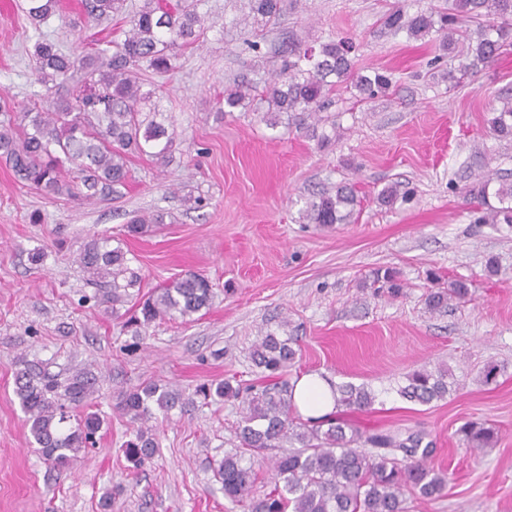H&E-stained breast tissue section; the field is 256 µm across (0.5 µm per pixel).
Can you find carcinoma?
I'll return each mask as SVG.
<instances>
[{
    "instance_id": "obj_1",
    "label": "carcinoma",
    "mask_w": 512,
    "mask_h": 512,
    "mask_svg": "<svg viewBox=\"0 0 512 512\" xmlns=\"http://www.w3.org/2000/svg\"><path fill=\"white\" fill-rule=\"evenodd\" d=\"M59 0H27L26 14L41 23L54 14ZM87 15L96 20L124 17L129 29L122 41L105 40L82 54H67L52 40L34 45V74L46 90L70 84L66 96L35 102L22 112L0 105V158L14 176L48 197L71 195L92 201L105 193H118L130 179L132 155L169 159L175 137L161 117L156 90L142 91L141 66L167 73L174 69L180 52L204 34V18L197 5L187 0H84ZM283 11L282 0H249L251 26L267 27ZM485 18L469 39L466 53L456 54V23L460 16ZM384 29L403 32L414 39L433 32L440 35L442 49L458 65L448 67V82L455 85L467 73L493 63L503 49L512 45V0H446L435 10L408 12L399 5L386 13ZM353 43L330 40L308 45L292 36L282 55L279 75L266 83L261 99L274 113L320 111L336 85L351 83L371 99L386 92L390 79L383 73L362 76L355 72ZM335 80H330V77ZM253 86L236 83L224 92V111L246 108ZM487 126L499 139H512V99L503 98L492 108ZM478 203L476 224H512V182L475 179L467 190ZM498 205L493 206L489 197ZM359 206L355 189L338 184L306 202L300 219L329 227L350 224ZM163 223V215H139L127 225L128 234L148 232L150 225ZM112 237L92 235L83 245L79 259L98 286L94 298L118 307L134 297L131 289L140 277L128 265L123 248L110 247ZM381 282L397 293L403 288L396 271H377ZM468 287L458 281L431 291L427 308L442 311L452 300H462ZM212 300L209 281L188 273L140 297L134 313L123 323L134 335L156 321L193 320ZM282 334L268 331L254 346L251 360L269 383L232 384L225 380L201 386L203 399L234 400L238 403L237 436L241 449L224 454L215 469L224 498L243 512H409L408 496L438 499L447 494L445 471L427 465L434 448L427 435L409 428L368 431L347 415L367 411L377 401L365 384H333L335 411L319 420L300 418L292 399L288 368L295 359L289 345L288 320L281 321ZM14 395L26 414L29 432L48 464L68 466L93 444L102 427L95 412L75 414L96 393L97 379L90 370L53 372L48 364L20 359L13 373ZM403 399L422 405L448 396V371L418 369L405 376L397 388ZM194 403L183 391L148 382L121 392L115 408L136 425L124 442V455L140 467L157 451V442L147 422L154 410L168 413ZM471 448H489L497 433L483 423L469 421L459 428ZM266 461L274 486L257 491L254 465Z\"/></svg>"
}]
</instances>
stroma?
Returning <instances> with one entry per match:
<instances>
[{
    "label": "stroma",
    "mask_w": 512,
    "mask_h": 512,
    "mask_svg": "<svg viewBox=\"0 0 512 512\" xmlns=\"http://www.w3.org/2000/svg\"><path fill=\"white\" fill-rule=\"evenodd\" d=\"M404 3L416 11L444 0H285L260 37L240 23L247 0H197L206 27L199 43L169 75L141 73L175 135L172 159L133 158L121 196L51 199L0 159V512H99L109 490L112 512H233L213 469L238 444L234 403L156 412L159 450L135 469L122 448L132 425L115 397L151 380L189 397L227 378L260 382L249 350L283 320L296 351L289 380L318 373L367 384L379 400L355 415L360 427H410L435 441L431 464L447 472L448 494L410 500V512H512V228L474 223L466 195L478 173L512 179V140L494 138L485 124L491 104L512 97V47L451 84L436 35L382 30L384 14ZM61 4L37 26L26 0L0 12V98L16 111L47 94L33 76L38 37L77 53L123 39L128 28L88 17L82 0ZM294 33L316 43L352 37L358 72L390 71L391 87L364 101L338 88L320 119L283 116L274 127L249 109L218 114L225 88L268 77ZM341 182L361 199L356 223H300L306 198ZM394 183L407 200L379 206L378 193ZM157 211L163 223L128 234L131 218ZM95 233L126 251L141 292L194 271L212 284L210 307L186 324L126 332L96 303L78 259ZM37 250L39 265L30 261ZM387 267L405 284L399 296L371 286ZM432 270L443 282H466L467 298L429 312ZM21 358L97 376L91 409L103 425L67 469H51L31 441L13 394ZM490 364L498 373L487 384ZM443 365L446 399L420 405L396 394L406 373ZM468 421L495 428L496 446L469 448L459 433Z\"/></svg>",
    "instance_id": "stroma-1"
}]
</instances>
